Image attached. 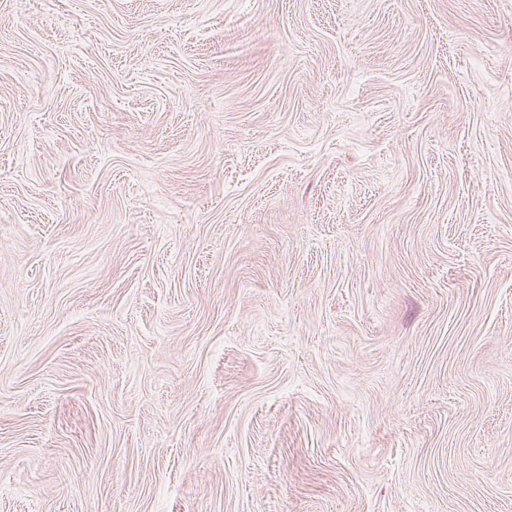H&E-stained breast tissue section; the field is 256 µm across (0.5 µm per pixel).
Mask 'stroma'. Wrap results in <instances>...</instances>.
Instances as JSON below:
<instances>
[{
    "label": "stroma",
    "mask_w": 512,
    "mask_h": 512,
    "mask_svg": "<svg viewBox=\"0 0 512 512\" xmlns=\"http://www.w3.org/2000/svg\"><path fill=\"white\" fill-rule=\"evenodd\" d=\"M0 512H512V0H0Z\"/></svg>",
    "instance_id": "obj_1"
}]
</instances>
